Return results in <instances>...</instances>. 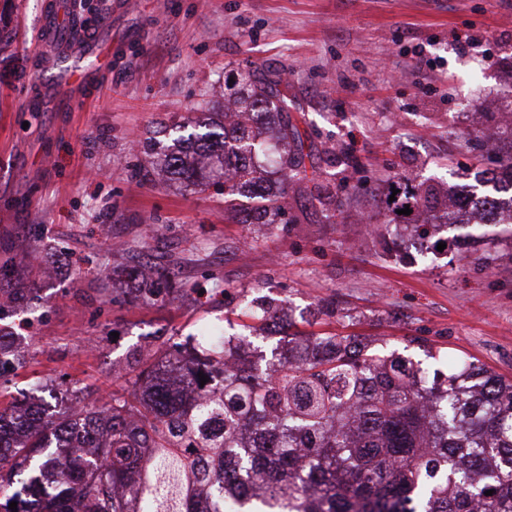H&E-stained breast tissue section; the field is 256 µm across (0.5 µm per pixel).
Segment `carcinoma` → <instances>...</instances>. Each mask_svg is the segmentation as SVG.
<instances>
[{
  "instance_id": "1",
  "label": "carcinoma",
  "mask_w": 512,
  "mask_h": 512,
  "mask_svg": "<svg viewBox=\"0 0 512 512\" xmlns=\"http://www.w3.org/2000/svg\"><path fill=\"white\" fill-rule=\"evenodd\" d=\"M275 73L241 76L223 120L195 123L175 145L147 148L186 190L219 184L244 224H277L288 184L307 179L305 142L288 119ZM280 146L276 168L259 161L265 125ZM394 209L429 214L408 224L419 239L450 214H434L433 187L398 185ZM255 200L250 211L234 204ZM184 289L146 274L138 298ZM276 309L252 302L266 327ZM302 352L250 364L247 336L200 351L181 342L141 365L130 388L93 404L84 420L0 409V512L18 484L40 496L38 512H512V382L473 361L428 376L415 361L358 336L288 335ZM177 371L196 394L171 389ZM207 376L200 384L198 373ZM92 448L90 456L79 452ZM493 494H487V491Z\"/></svg>"
}]
</instances>
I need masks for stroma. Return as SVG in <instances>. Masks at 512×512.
<instances>
[{
  "instance_id": "35a3bbf8",
  "label": "stroma",
  "mask_w": 512,
  "mask_h": 512,
  "mask_svg": "<svg viewBox=\"0 0 512 512\" xmlns=\"http://www.w3.org/2000/svg\"><path fill=\"white\" fill-rule=\"evenodd\" d=\"M53 2L0 0V257L31 296L0 330L32 340L0 375L6 401L105 399L135 347L211 322L238 333L258 297L292 306L298 334L429 348L432 369L476 359L512 380L505 225H439L428 262L388 207L396 178L453 198L512 152V0H94L112 64L65 107L33 80ZM250 64L281 73L318 173L289 184L284 224L239 223L223 193L143 170L150 137L186 133ZM476 127L497 147L465 143ZM148 262L186 293L136 299Z\"/></svg>"
}]
</instances>
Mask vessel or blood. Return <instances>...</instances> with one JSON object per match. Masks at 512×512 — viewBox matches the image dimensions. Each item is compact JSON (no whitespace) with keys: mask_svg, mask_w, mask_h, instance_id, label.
Instances as JSON below:
<instances>
[{"mask_svg":"<svg viewBox=\"0 0 512 512\" xmlns=\"http://www.w3.org/2000/svg\"><path fill=\"white\" fill-rule=\"evenodd\" d=\"M94 40L73 38L59 14H52L36 41L35 52L42 55L45 67L39 86L68 102L74 89L83 83L97 66L91 60Z\"/></svg>","mask_w":512,"mask_h":512,"instance_id":"1","label":"vessel or blood"}]
</instances>
